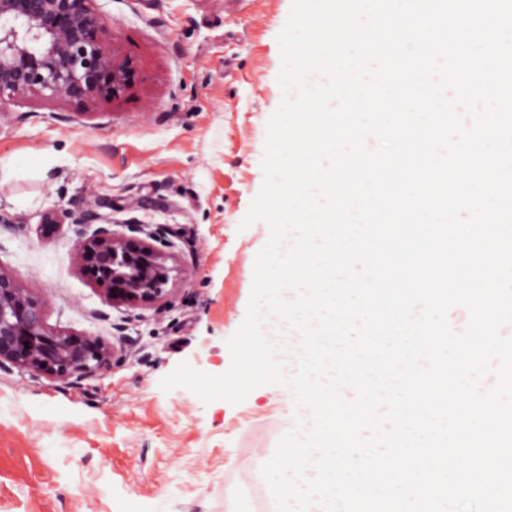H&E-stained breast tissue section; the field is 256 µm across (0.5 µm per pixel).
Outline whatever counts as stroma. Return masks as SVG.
Wrapping results in <instances>:
<instances>
[{
  "instance_id": "obj_1",
  "label": "stroma",
  "mask_w": 512,
  "mask_h": 512,
  "mask_svg": "<svg viewBox=\"0 0 512 512\" xmlns=\"http://www.w3.org/2000/svg\"><path fill=\"white\" fill-rule=\"evenodd\" d=\"M107 47L132 65L119 98L0 100V271L47 300L51 326L114 345L76 384L0 370V512H253L256 467L293 424L261 386L236 406L160 380L188 361L230 365L266 224L238 225L263 183L281 100L277 36L291 0H102ZM93 200L114 230L164 227L189 283L161 307L117 309L74 259Z\"/></svg>"
}]
</instances>
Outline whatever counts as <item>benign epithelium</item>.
I'll return each instance as SVG.
<instances>
[{"instance_id": "1", "label": "benign epithelium", "mask_w": 512, "mask_h": 512, "mask_svg": "<svg viewBox=\"0 0 512 512\" xmlns=\"http://www.w3.org/2000/svg\"><path fill=\"white\" fill-rule=\"evenodd\" d=\"M112 19L100 0H0V99L119 97L130 66L111 55ZM78 226L76 258L93 265L114 308L166 303L167 285L189 282L158 231L134 244L92 207L68 215ZM115 348L52 327L47 301L0 270V367L59 380L96 376L112 366Z\"/></svg>"}]
</instances>
